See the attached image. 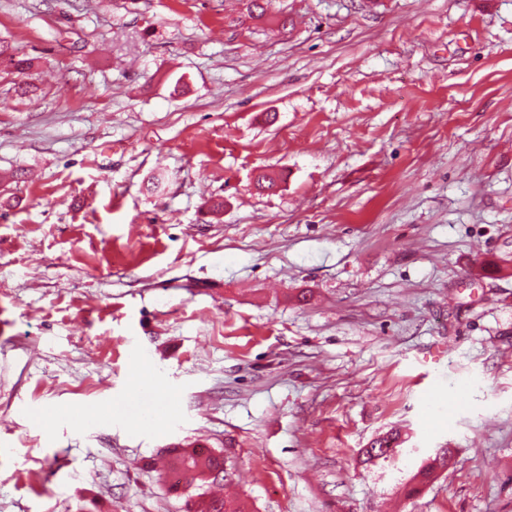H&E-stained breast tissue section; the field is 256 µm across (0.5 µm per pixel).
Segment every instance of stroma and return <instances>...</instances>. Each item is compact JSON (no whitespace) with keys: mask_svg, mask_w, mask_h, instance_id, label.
<instances>
[{"mask_svg":"<svg viewBox=\"0 0 512 512\" xmlns=\"http://www.w3.org/2000/svg\"><path fill=\"white\" fill-rule=\"evenodd\" d=\"M246 3L0 0V512H512V0ZM36 62L37 57L18 56L7 41L0 39V67L3 66L18 74H26L35 67ZM400 445L398 434H386L372 441L370 449H365L362 453V466L365 469L374 465L378 460H386L394 455L397 447ZM205 453V448H170L166 460V469L174 473L177 478L170 484L169 489L178 492L186 486L193 484L203 492L199 494V500L195 502L194 512H246V504L241 500L226 499L223 496L208 495V490L214 485H221L224 482V475L213 476L215 471L224 472V460L219 454ZM186 465L192 472V481L187 482L186 476L190 478L191 473L185 472ZM186 473V474H185ZM440 450L430 457L413 475L412 480L417 485H423L433 479L439 469H445L452 460V448H439Z\"/></svg>","mask_w":512,"mask_h":512,"instance_id":"35a3bbf8","label":"stroma"}]
</instances>
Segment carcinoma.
Here are the masks:
<instances>
[{
  "label": "carcinoma",
  "mask_w": 512,
  "mask_h": 512,
  "mask_svg": "<svg viewBox=\"0 0 512 512\" xmlns=\"http://www.w3.org/2000/svg\"><path fill=\"white\" fill-rule=\"evenodd\" d=\"M36 62L35 57L17 55L7 41L0 39V67L25 74L35 67ZM399 445V436L396 433L376 438L371 447L363 451L362 466L367 469L380 459L392 457ZM453 453L451 448L440 449L417 470L412 480L418 485L429 482L438 470L448 467ZM187 468L192 472V484L202 489L199 500L195 502L194 512H246V504L240 500L208 494L211 487L224 482V477L214 475V472L224 469V460L220 455L201 454L195 448L169 449L166 469L176 475V480L169 486L171 491L178 492L186 486Z\"/></svg>",
  "instance_id": "cac0c4a2"
}]
</instances>
